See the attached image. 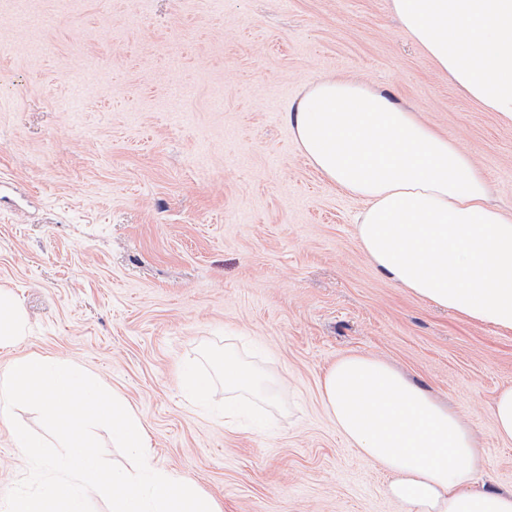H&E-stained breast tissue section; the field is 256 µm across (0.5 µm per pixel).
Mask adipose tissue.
Listing matches in <instances>:
<instances>
[{
    "instance_id": "ef3b65f1",
    "label": "adipose tissue",
    "mask_w": 512,
    "mask_h": 512,
    "mask_svg": "<svg viewBox=\"0 0 512 512\" xmlns=\"http://www.w3.org/2000/svg\"><path fill=\"white\" fill-rule=\"evenodd\" d=\"M411 38L485 110L512 122V0H390ZM311 166L362 201L361 249L388 279L466 319L512 332V216L456 144L391 94L333 77L283 114ZM322 402L381 464L406 512H512L478 484L484 451L458 414L384 361L332 364Z\"/></svg>"
}]
</instances>
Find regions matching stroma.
<instances>
[{"mask_svg":"<svg viewBox=\"0 0 512 512\" xmlns=\"http://www.w3.org/2000/svg\"><path fill=\"white\" fill-rule=\"evenodd\" d=\"M384 90L468 154L512 214V124L465 96L390 0H0V290L18 354L97 376L155 466L224 512H406L324 410L327 368L387 362L462 418L481 483L512 489L490 403L512 333L434 307L362 251L361 202L283 113L312 83ZM269 381L224 425L225 352ZM195 364L208 403L177 379ZM29 470L0 419V494ZM23 320L21 308L14 298L0 291V347L10 346L19 336Z\"/></svg>","mask_w":512,"mask_h":512,"instance_id":"1","label":"stroma"}]
</instances>
